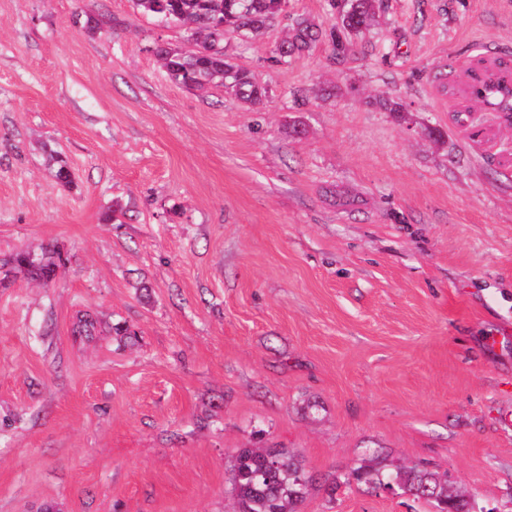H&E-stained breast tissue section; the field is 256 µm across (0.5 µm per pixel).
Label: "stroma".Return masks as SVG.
Instances as JSON below:
<instances>
[{"mask_svg":"<svg viewBox=\"0 0 512 512\" xmlns=\"http://www.w3.org/2000/svg\"><path fill=\"white\" fill-rule=\"evenodd\" d=\"M346 3L225 40L251 105L173 82L131 0H0V259L60 255L0 284V512H233L256 447L314 476L300 512H432L330 492L369 448L512 512V139L436 79L512 58V0H377L335 54ZM298 15L323 38L277 63ZM8 263L12 264L14 269L26 272L31 279L43 282L53 279L57 266L53 256L43 254L41 258L36 259L29 252L14 254Z\"/></svg>","mask_w":512,"mask_h":512,"instance_id":"stroma-1","label":"stroma"}]
</instances>
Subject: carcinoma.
Here are the masks:
<instances>
[{
	"mask_svg": "<svg viewBox=\"0 0 512 512\" xmlns=\"http://www.w3.org/2000/svg\"><path fill=\"white\" fill-rule=\"evenodd\" d=\"M133 8L160 23L173 26L193 43L180 46L158 45L154 49L161 67L176 83L189 90L205 91L221 85L238 98L257 103L267 90L252 81L250 73L233 64L224 53V39L237 33H257L269 26L284 11L281 0H167L165 9L159 0H132ZM373 0H351L339 16L340 27L362 35L368 30ZM321 32L307 18L293 20L289 35L277 49V62L309 52L320 40ZM493 75H474L468 84V100H480L493 92ZM9 263L30 278L43 282L53 279L56 263L52 256L36 259L29 252L14 254ZM313 478L286 448H241L233 466V493L239 512H298ZM363 484L374 492L400 490L423 499L435 512H468L466 501L448 489L447 476L418 465L400 466L394 471L375 456L352 469L343 481L332 482L331 491L351 482Z\"/></svg>",
	"mask_w": 512,
	"mask_h": 512,
	"instance_id": "cac0c4a2",
	"label": "carcinoma"
}]
</instances>
